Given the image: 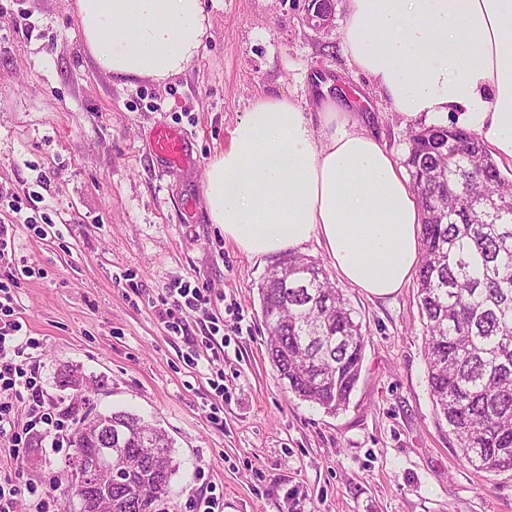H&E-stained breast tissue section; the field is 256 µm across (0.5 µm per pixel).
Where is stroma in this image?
I'll return each instance as SVG.
<instances>
[{
	"mask_svg": "<svg viewBox=\"0 0 512 512\" xmlns=\"http://www.w3.org/2000/svg\"><path fill=\"white\" fill-rule=\"evenodd\" d=\"M211 29L190 67L172 81L121 84L82 45L68 0H0V188L39 189L51 224L13 225L0 261L22 337L21 358L41 378L46 409L75 430L71 409L125 410L160 426L179 465L158 512H197L211 485L224 512H512V472L488 481L464 466L456 439L435 413L424 360L417 284L386 298L343 291L366 331L362 371L348 407L328 414L295 398L271 367L258 287L277 265L225 240L202 197L209 161L261 96L300 98L344 85L357 117L397 157L413 126L379 89L354 75L343 53L346 0H333L331 28L303 24L305 0H204ZM28 18L31 34L15 22ZM183 135L191 163L169 168L154 151L158 126ZM40 190V189H39ZM133 272L136 287L115 281ZM208 289L221 317L224 353L186 364L189 337L170 334L152 297L178 281ZM243 312L242 322L229 314ZM77 371L83 390L62 388ZM223 372L230 397L219 416L209 383ZM27 409L0 436V474L36 484L17 512H41L59 496L73 454L26 434ZM25 434L23 464L9 454Z\"/></svg>",
	"mask_w": 512,
	"mask_h": 512,
	"instance_id": "obj_1",
	"label": "stroma"
}]
</instances>
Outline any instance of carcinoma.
Wrapping results in <instances>:
<instances>
[{"mask_svg": "<svg viewBox=\"0 0 512 512\" xmlns=\"http://www.w3.org/2000/svg\"><path fill=\"white\" fill-rule=\"evenodd\" d=\"M409 145L423 214L417 294L428 384L461 462L491 481L512 470V179L476 134L453 126L414 131ZM258 293L280 379L328 414L345 409L366 344L349 299L317 261L294 253ZM92 413L112 430L113 512L155 508L177 471L168 434L127 411ZM62 495L64 512H101L88 479L66 478Z\"/></svg>", "mask_w": 512, "mask_h": 512, "instance_id": "1", "label": "carcinoma"}]
</instances>
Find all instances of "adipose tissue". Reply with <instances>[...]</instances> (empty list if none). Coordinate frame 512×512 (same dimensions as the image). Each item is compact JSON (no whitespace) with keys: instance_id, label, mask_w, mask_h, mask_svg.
<instances>
[{"instance_id":"adipose-tissue-1","label":"adipose tissue","mask_w":512,"mask_h":512,"mask_svg":"<svg viewBox=\"0 0 512 512\" xmlns=\"http://www.w3.org/2000/svg\"><path fill=\"white\" fill-rule=\"evenodd\" d=\"M83 45L112 80L165 83L197 57L203 0H74ZM350 66L395 112L455 125L512 167V0H347ZM211 223L244 254L317 242L341 281L377 297L420 262L421 210L397 158L331 97L256 99L208 164Z\"/></svg>"}]
</instances>
